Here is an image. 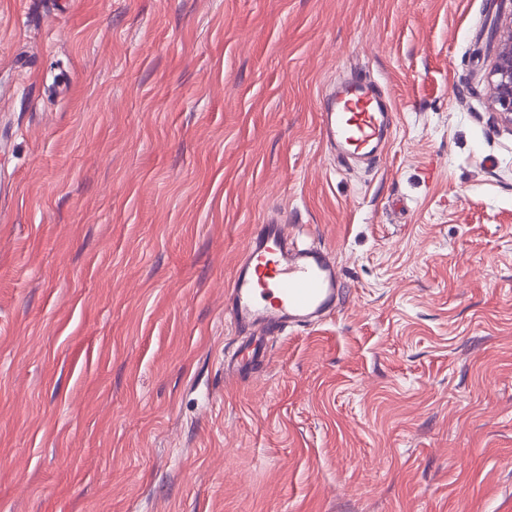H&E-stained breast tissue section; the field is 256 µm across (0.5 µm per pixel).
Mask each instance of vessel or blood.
Here are the masks:
<instances>
[{
  "mask_svg": "<svg viewBox=\"0 0 512 512\" xmlns=\"http://www.w3.org/2000/svg\"><path fill=\"white\" fill-rule=\"evenodd\" d=\"M323 139L352 156L376 151L391 125L388 102L360 76L328 94L319 114ZM341 278L327 251L288 242L286 224L254 225L244 256L227 289L224 311L238 325L277 336L334 311Z\"/></svg>",
  "mask_w": 512,
  "mask_h": 512,
  "instance_id": "obj_1",
  "label": "vessel or blood"
}]
</instances>
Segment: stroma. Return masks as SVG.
Segmentation results:
<instances>
[{
    "instance_id": "1",
    "label": "stroma",
    "mask_w": 512,
    "mask_h": 512,
    "mask_svg": "<svg viewBox=\"0 0 512 512\" xmlns=\"http://www.w3.org/2000/svg\"><path fill=\"white\" fill-rule=\"evenodd\" d=\"M512 0H0V512H512ZM378 84L369 161L319 100ZM334 315L224 313L254 225ZM491 103L500 119L512 126V15L495 42V61L489 75Z\"/></svg>"
}]
</instances>
